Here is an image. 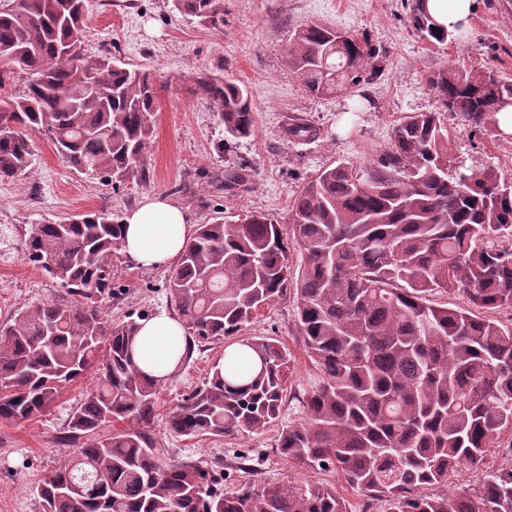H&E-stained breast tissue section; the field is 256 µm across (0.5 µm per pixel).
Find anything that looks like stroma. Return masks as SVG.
<instances>
[{
  "instance_id": "1",
  "label": "stroma",
  "mask_w": 512,
  "mask_h": 512,
  "mask_svg": "<svg viewBox=\"0 0 512 512\" xmlns=\"http://www.w3.org/2000/svg\"><path fill=\"white\" fill-rule=\"evenodd\" d=\"M310 22L368 37L378 51L370 62L376 79L351 92L319 98L305 94L288 73L284 51L295 29ZM83 46L88 57L108 53L156 77L149 178L114 186L77 173L47 135H36L32 171L0 182V324L20 307L55 300L62 292L58 282L24 258L31 225L90 210L122 214L144 195L160 193L183 208L195 225L258 211L288 226L297 193L321 170L337 161L369 163L387 147L400 118L437 110L436 94L427 82L430 73L489 63L512 79V0H475L466 37L439 47L417 35L402 0H224L220 29L179 13L172 0H88ZM204 74L232 77L246 86L257 115L251 137L223 147L216 110L193 91L196 77ZM296 123L315 126L316 137L290 138L288 129ZM447 124L451 168L489 167L512 179V136L497 129L475 132L452 117ZM240 165L247 168L246 186L216 188L214 176ZM112 266V291L101 302L112 321L167 306L170 269L137 267L119 251ZM244 334L277 338L293 357L289 396L275 426L236 438L168 435L169 413L222 358L224 347L218 344L193 354L162 385L153 421L157 435L175 457L223 462L226 483L236 482L244 459L259 486L332 484L350 512H385L383 500L366 497L336 472L306 469L276 451L279 430L303 416L291 393L310 389L320 378L298 332L293 297L261 309ZM96 385V373H86L46 413L21 422L0 419V512H43L36 486L61 460L64 448L58 438L71 407Z\"/></svg>"
}]
</instances>
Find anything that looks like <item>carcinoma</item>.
<instances>
[{
  "label": "carcinoma",
  "mask_w": 512,
  "mask_h": 512,
  "mask_svg": "<svg viewBox=\"0 0 512 512\" xmlns=\"http://www.w3.org/2000/svg\"><path fill=\"white\" fill-rule=\"evenodd\" d=\"M202 25L224 26V0H173ZM85 0H0V61L28 75L24 93L0 99V180L33 165V135L48 134L74 170L114 184L147 181L157 87L83 49ZM413 29L432 44L425 0H411ZM376 49L319 25L295 30L285 63L312 96L359 86ZM430 85L434 112L410 113L376 161H340L295 197L288 233L258 212L197 225L170 276V305L200 347L234 339L259 309L293 293L305 350L321 381L302 398L304 418L281 429L280 455L385 499L387 512H512V467L474 491L437 495L448 473L477 466L512 431V181L495 170L448 171L445 114L471 129L499 126L512 82L493 67L443 69ZM196 92L217 108L225 137H250L256 116L234 79L202 77ZM121 216L106 210L34 224L24 257L65 288L0 326V418L49 410L93 368L95 390L71 408L59 466L37 490L43 512H348L332 486L224 488V464L171 455L152 422L159 384L133 363L138 330L112 323L98 301L112 288ZM300 251V271L289 264ZM467 308L433 306L435 290ZM258 358L247 373L212 366L167 420L169 434L235 437L273 426L292 356L273 337L240 340ZM121 428H116V424Z\"/></svg>",
  "instance_id": "carcinoma-1"
}]
</instances>
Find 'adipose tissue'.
Segmentation results:
<instances>
[{"instance_id": "adipose-tissue-1", "label": "adipose tissue", "mask_w": 512, "mask_h": 512, "mask_svg": "<svg viewBox=\"0 0 512 512\" xmlns=\"http://www.w3.org/2000/svg\"><path fill=\"white\" fill-rule=\"evenodd\" d=\"M191 230L180 207L165 196L148 195L123 216L122 251L138 266L164 267L180 255ZM188 347L178 315L160 308L139 320L131 356L146 377L163 384L177 374Z\"/></svg>"}]
</instances>
